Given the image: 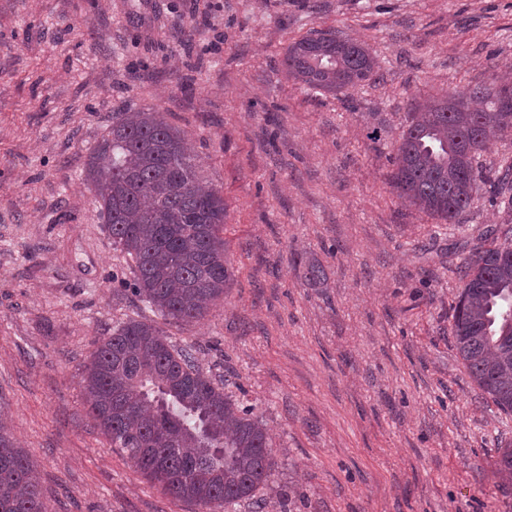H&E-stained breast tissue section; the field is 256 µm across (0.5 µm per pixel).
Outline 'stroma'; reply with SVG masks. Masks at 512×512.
Instances as JSON below:
<instances>
[{
    "label": "stroma",
    "instance_id": "35a3bbf8",
    "mask_svg": "<svg viewBox=\"0 0 512 512\" xmlns=\"http://www.w3.org/2000/svg\"><path fill=\"white\" fill-rule=\"evenodd\" d=\"M364 43L374 80H288V44ZM512 85V0H0V412L44 512H203L150 483L89 416L98 340L150 317L84 181L116 112H165L224 198V297L172 344L263 419L280 462L263 512H512V414L456 355L466 260L512 226L493 137L459 223L398 198L414 103ZM319 260L326 284L306 278Z\"/></svg>",
    "mask_w": 512,
    "mask_h": 512
}]
</instances>
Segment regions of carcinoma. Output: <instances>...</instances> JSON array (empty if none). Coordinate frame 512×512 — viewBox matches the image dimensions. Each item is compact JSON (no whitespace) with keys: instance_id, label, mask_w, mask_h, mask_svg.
<instances>
[{"instance_id":"obj_1","label":"carcinoma","mask_w":512,"mask_h":512,"mask_svg":"<svg viewBox=\"0 0 512 512\" xmlns=\"http://www.w3.org/2000/svg\"><path fill=\"white\" fill-rule=\"evenodd\" d=\"M289 79L328 93L375 76L363 44L305 36L283 58ZM486 84L448 93L409 113L391 187L445 224L459 223L485 178L477 155L508 131L503 93ZM179 129L159 112H114L89 153L87 185L112 245L135 263L133 291L175 324L201 320L224 297V197L199 181ZM467 262L452 314L456 354L473 383L512 413V227ZM89 415L147 480L210 510L258 503L278 467L262 421L171 344L152 320L131 319L103 339L81 373ZM0 512H44L36 463L0 427Z\"/></svg>"}]
</instances>
